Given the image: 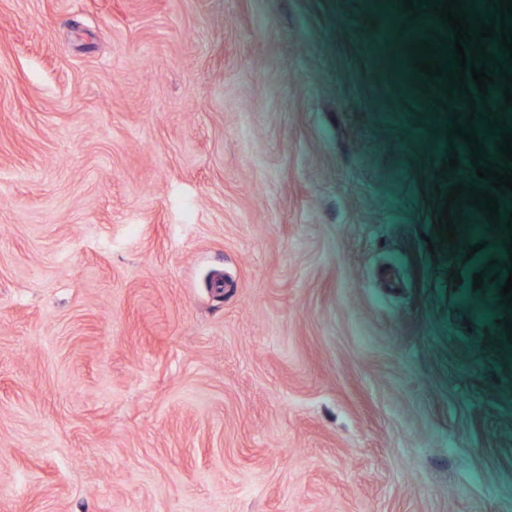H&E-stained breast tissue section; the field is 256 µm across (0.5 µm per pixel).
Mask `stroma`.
Instances as JSON below:
<instances>
[{"instance_id":"obj_1","label":"stroma","mask_w":512,"mask_h":512,"mask_svg":"<svg viewBox=\"0 0 512 512\" xmlns=\"http://www.w3.org/2000/svg\"><path fill=\"white\" fill-rule=\"evenodd\" d=\"M442 27L0 0V512H512V192L442 241L489 182L388 48Z\"/></svg>"}]
</instances>
